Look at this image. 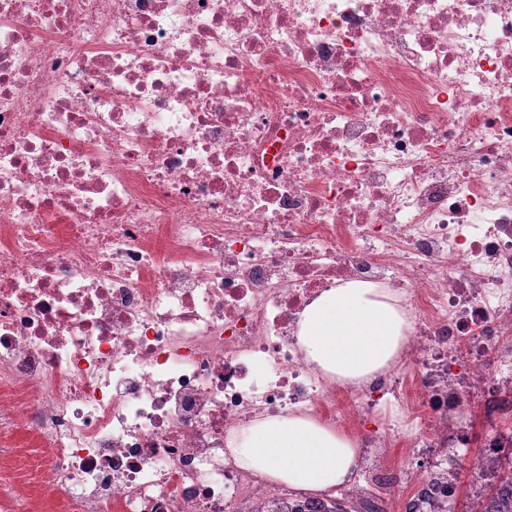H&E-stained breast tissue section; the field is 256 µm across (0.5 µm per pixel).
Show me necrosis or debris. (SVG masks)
<instances>
[{
  "mask_svg": "<svg viewBox=\"0 0 512 512\" xmlns=\"http://www.w3.org/2000/svg\"><path fill=\"white\" fill-rule=\"evenodd\" d=\"M352 280L416 373L340 407L296 334ZM389 394L435 454L512 414V0H0V512H246L231 433Z\"/></svg>",
  "mask_w": 512,
  "mask_h": 512,
  "instance_id": "obj_1",
  "label": "necrosis or debris"
}]
</instances>
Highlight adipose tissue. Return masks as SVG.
Masks as SVG:
<instances>
[{"label":"adipose tissue","instance_id":"obj_1","mask_svg":"<svg viewBox=\"0 0 512 512\" xmlns=\"http://www.w3.org/2000/svg\"><path fill=\"white\" fill-rule=\"evenodd\" d=\"M409 329L389 289L351 281L306 307L297 342L307 361L330 380L356 388L395 364ZM226 446L239 469L292 491L333 495L354 484L357 475L355 438L307 414L254 421L229 437Z\"/></svg>","mask_w":512,"mask_h":512}]
</instances>
